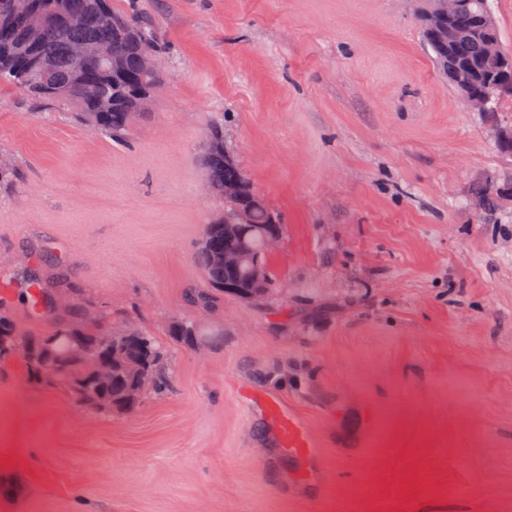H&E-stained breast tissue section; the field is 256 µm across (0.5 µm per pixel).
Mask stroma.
<instances>
[{
	"instance_id": "stroma-1",
	"label": "stroma",
	"mask_w": 512,
	"mask_h": 512,
	"mask_svg": "<svg viewBox=\"0 0 512 512\" xmlns=\"http://www.w3.org/2000/svg\"><path fill=\"white\" fill-rule=\"evenodd\" d=\"M112 5L153 20L165 89L116 142L0 87V308L218 333L129 412L0 364V512H512V101L470 108L407 0ZM219 114L284 233L266 305L203 314ZM242 389L318 439L314 475Z\"/></svg>"
}]
</instances>
